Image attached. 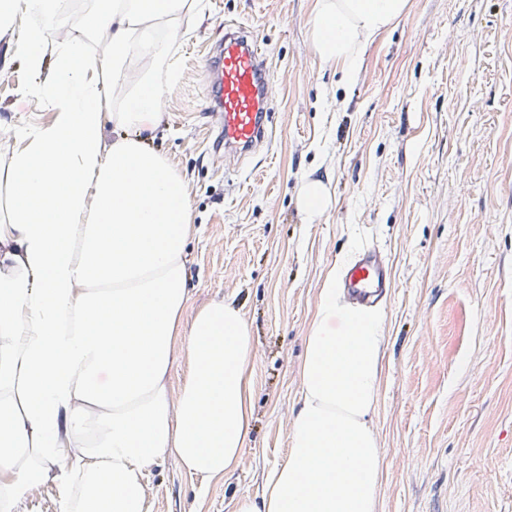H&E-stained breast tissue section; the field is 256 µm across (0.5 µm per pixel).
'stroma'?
<instances>
[{"label": "stroma", "mask_w": 512, "mask_h": 512, "mask_svg": "<svg viewBox=\"0 0 512 512\" xmlns=\"http://www.w3.org/2000/svg\"><path fill=\"white\" fill-rule=\"evenodd\" d=\"M318 0H202L174 33L175 81L150 116V150L183 179L184 321L224 302L255 348L245 449L200 481L172 460L149 466V512H237L261 499L288 456L282 422L299 405L300 367L319 292L364 246L391 272L370 416L382 449L376 512H512V0H408L344 74L314 54ZM233 20L253 31L276 82L271 142L239 169L217 151L207 60ZM0 33V174L17 130L54 114L36 86L54 76ZM321 183L309 219L305 183ZM302 203L311 219L320 216L326 204V194L322 185L315 182L307 184L302 194Z\"/></svg>", "instance_id": "obj_1"}]
</instances>
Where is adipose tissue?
Listing matches in <instances>:
<instances>
[{
    "instance_id": "1",
    "label": "adipose tissue",
    "mask_w": 512,
    "mask_h": 512,
    "mask_svg": "<svg viewBox=\"0 0 512 512\" xmlns=\"http://www.w3.org/2000/svg\"><path fill=\"white\" fill-rule=\"evenodd\" d=\"M195 0H99L91 31L58 27L56 77L38 91L53 123L21 131L0 197V512L70 464L64 512H148L145 471L174 459L200 480L245 446L255 356L244 314L224 303L184 322L193 231L181 177L147 149L148 114L171 88L163 34ZM407 0H319L312 49L350 72ZM37 18L19 41L42 67L57 0H0V28ZM122 128L103 144L105 119ZM341 320L340 334L327 325ZM384 320L328 276L286 420L287 460L238 512H375ZM185 338L190 368L170 373Z\"/></svg>"
}]
</instances>
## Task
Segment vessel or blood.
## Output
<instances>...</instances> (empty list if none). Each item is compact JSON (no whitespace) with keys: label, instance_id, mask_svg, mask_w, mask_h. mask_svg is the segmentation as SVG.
<instances>
[{"label":"vessel or blood","instance_id":"obj_1","mask_svg":"<svg viewBox=\"0 0 512 512\" xmlns=\"http://www.w3.org/2000/svg\"><path fill=\"white\" fill-rule=\"evenodd\" d=\"M210 110L219 118L225 154L241 157L270 132L268 105L274 83L253 33L228 24L208 59ZM348 299L377 304L392 282L381 254L366 247L342 266L337 278Z\"/></svg>","mask_w":512,"mask_h":512}]
</instances>
